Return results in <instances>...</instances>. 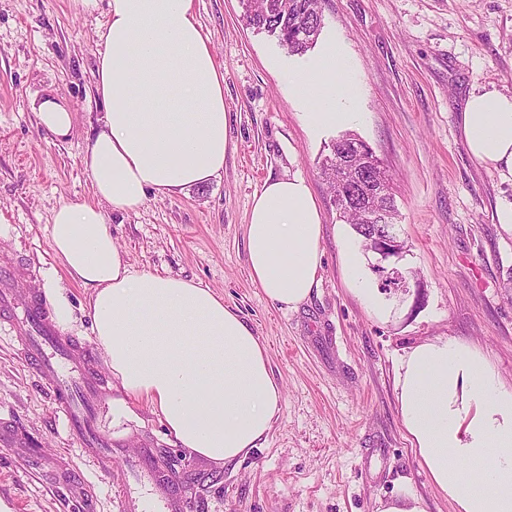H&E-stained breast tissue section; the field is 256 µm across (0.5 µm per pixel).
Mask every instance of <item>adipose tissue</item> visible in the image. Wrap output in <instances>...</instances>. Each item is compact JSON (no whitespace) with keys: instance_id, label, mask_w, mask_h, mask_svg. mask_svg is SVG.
Returning <instances> with one entry per match:
<instances>
[{"instance_id":"obj_1","label":"adipose tissue","mask_w":512,"mask_h":512,"mask_svg":"<svg viewBox=\"0 0 512 512\" xmlns=\"http://www.w3.org/2000/svg\"><path fill=\"white\" fill-rule=\"evenodd\" d=\"M106 6L98 31L99 128L82 158L94 202L55 211L51 248L88 292L96 345L122 390L160 414L176 446L223 466L267 438L281 387L261 337L202 283L133 270L114 245L111 212L183 193L224 170L228 152L224 75L194 0H81ZM289 90L315 124L355 122L357 82L342 48L289 74ZM473 159L512 181V95L470 94L460 114ZM323 216L307 182L269 180L254 193L245 244L252 281L295 309L309 298L322 262ZM345 273L361 302L384 313L358 254ZM396 392L406 438L454 512H512V389L476 348L448 338L400 358Z\"/></svg>"}]
</instances>
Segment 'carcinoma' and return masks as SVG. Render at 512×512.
I'll list each match as a JSON object with an SVG mask.
<instances>
[{
  "mask_svg": "<svg viewBox=\"0 0 512 512\" xmlns=\"http://www.w3.org/2000/svg\"><path fill=\"white\" fill-rule=\"evenodd\" d=\"M247 4L248 23L276 35L291 53L307 51L323 27L319 17L322 0H247ZM364 157H373L369 145L359 138L345 136L333 144L332 156L325 159L322 171L334 194L337 210L366 248L372 236L393 228L397 210L391 175L379 164L372 168V178L376 180L372 192L356 202L352 200L359 173L347 165L358 167Z\"/></svg>",
  "mask_w": 512,
  "mask_h": 512,
  "instance_id": "carcinoma-1",
  "label": "carcinoma"
}]
</instances>
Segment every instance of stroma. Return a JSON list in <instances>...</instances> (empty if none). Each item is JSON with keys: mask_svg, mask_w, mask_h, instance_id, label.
<instances>
[{"mask_svg": "<svg viewBox=\"0 0 512 512\" xmlns=\"http://www.w3.org/2000/svg\"><path fill=\"white\" fill-rule=\"evenodd\" d=\"M244 0H196L197 21L224 73L229 151L220 177L128 213H110L114 243L133 269L193 279L224 298L268 349L282 390L263 446L216 466L172 444L160 414L125 400L97 424L122 444L112 468L81 455L15 336L0 333V423L22 447L0 445V501L11 512H122V476L143 448L168 456L188 512H378L415 497L423 512H453L405 437L395 390L400 357L448 337L474 345L512 387V233L498 204L512 184L467 150L459 114L470 92L512 91V0H324V27L305 54L247 26ZM104 11L80 0H0V262L24 268L26 290L55 281L74 309L67 338L93 343L87 291L50 245L54 210L93 201L82 164L102 106L95 97ZM333 45L351 57L359 122L312 129L288 74ZM74 114L66 140L38 127L46 94ZM364 140L393 177L404 245L387 260L404 287L383 319L351 290L343 268L353 230L321 174L341 135ZM303 177L322 211V264L310 298L291 310L250 279L245 226L268 179Z\"/></svg>", "mask_w": 512, "mask_h": 512, "instance_id": "obj_1", "label": "stroma"}]
</instances>
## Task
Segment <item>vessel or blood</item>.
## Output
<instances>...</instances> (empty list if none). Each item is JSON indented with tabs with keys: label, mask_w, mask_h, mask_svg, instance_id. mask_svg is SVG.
Wrapping results in <instances>:
<instances>
[{
	"label": "vessel or blood",
	"mask_w": 512,
	"mask_h": 512,
	"mask_svg": "<svg viewBox=\"0 0 512 512\" xmlns=\"http://www.w3.org/2000/svg\"><path fill=\"white\" fill-rule=\"evenodd\" d=\"M23 274L19 267H0V328L9 327L23 338L20 354L35 372L51 377L57 408L63 413L69 431L81 445V453L101 469L112 465L111 437L101 434L95 424L105 395L107 381L90 374L85 361L90 347L76 349L74 343L60 336L46 303L22 293ZM148 488L153 499L144 505L140 488ZM123 512H187L188 502L175 477L162 467L153 452L143 454V461L133 485L127 486Z\"/></svg>",
	"instance_id": "b4317fda"
}]
</instances>
